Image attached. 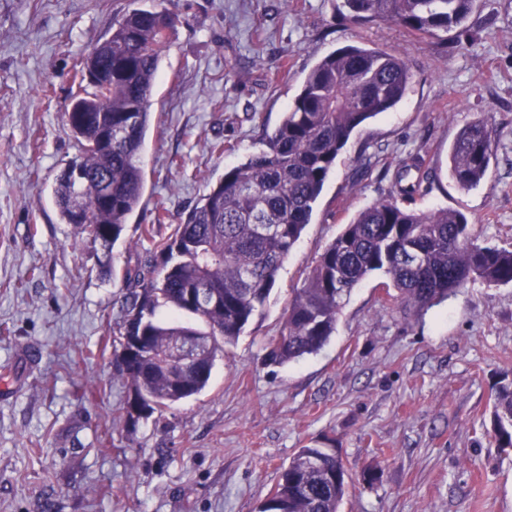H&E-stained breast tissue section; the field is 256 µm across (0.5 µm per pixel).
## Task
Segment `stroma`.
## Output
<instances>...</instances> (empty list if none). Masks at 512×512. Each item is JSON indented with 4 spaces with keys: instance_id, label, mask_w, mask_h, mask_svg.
Returning a JSON list of instances; mask_svg holds the SVG:
<instances>
[{
    "instance_id": "stroma-1",
    "label": "stroma",
    "mask_w": 512,
    "mask_h": 512,
    "mask_svg": "<svg viewBox=\"0 0 512 512\" xmlns=\"http://www.w3.org/2000/svg\"><path fill=\"white\" fill-rule=\"evenodd\" d=\"M179 13L151 97L145 185L112 251L63 223L55 176L78 148L62 113L83 55L130 10ZM342 0H0V512H256L299 448L336 449L350 478L340 512H512V449L490 435L512 381V284L470 281L404 315L375 273L346 299L328 343L284 366L265 343L304 272L345 224L392 189L417 154V204L463 212L479 242L512 244V0H477L435 36L354 24ZM347 45L400 55L412 79L392 111L360 126L263 308L224 348L209 387L133 433L113 425L112 329L141 235L193 207L225 169L263 150L318 59ZM485 118L496 152L460 189L448 150ZM223 141L224 155L210 153ZM381 472L362 481L365 467Z\"/></svg>"
}]
</instances>
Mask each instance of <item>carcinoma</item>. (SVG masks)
I'll list each match as a JSON object with an SVG mask.
<instances>
[{"mask_svg": "<svg viewBox=\"0 0 512 512\" xmlns=\"http://www.w3.org/2000/svg\"><path fill=\"white\" fill-rule=\"evenodd\" d=\"M475 0H343L354 22L391 21L419 34L448 32L465 22ZM179 18L166 8L133 9L81 62L79 73L112 63V82L73 96L67 126L79 148L56 176L61 220L97 243L106 258L137 208L144 186L141 151L150 98L170 32ZM411 73L400 57L347 45L320 58L305 77L265 149L224 171V177L156 238L142 236L161 258L126 273L120 338L138 345L118 356L127 398L115 421L130 433L138 423L201 393L224 346L235 342L264 304L279 270L310 223L314 204L354 131L395 108ZM112 124V150L100 147ZM496 142L487 121L464 126L450 148V173L462 189L485 179ZM79 167L78 178L71 166ZM418 157L401 161L394 191L362 209L305 273L288 302L266 361L287 364L318 352L336 330L344 297L381 273L404 314L438 304L479 278L512 284V247L487 246L469 232L467 217L448 208L415 207L423 178ZM208 288L216 302L192 307L190 294ZM192 314L198 323L184 321ZM187 336L200 341L188 363L173 362ZM497 447L512 448V384L493 405ZM349 474L329 448L300 449L280 473L258 512H339Z\"/></svg>", "mask_w": 512, "mask_h": 512, "instance_id": "1", "label": "carcinoma"}]
</instances>
